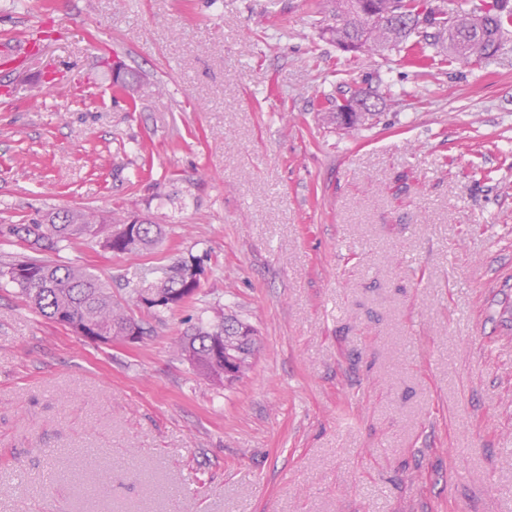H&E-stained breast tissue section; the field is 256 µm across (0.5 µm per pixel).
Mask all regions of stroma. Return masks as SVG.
Listing matches in <instances>:
<instances>
[{"label":"stroma","mask_w":512,"mask_h":512,"mask_svg":"<svg viewBox=\"0 0 512 512\" xmlns=\"http://www.w3.org/2000/svg\"><path fill=\"white\" fill-rule=\"evenodd\" d=\"M321 0H0L9 229L91 207L165 239L44 259L122 301L173 260L196 298L93 342L0 279V512H512V34L411 64L323 38ZM139 76L114 94L113 63ZM376 90L345 131L324 97ZM256 331L225 386L174 348L213 308ZM142 218H146V222L139 223L140 225L136 234L134 247L131 249H122L123 251H127L123 253H133L148 250L157 244L158 241L164 236L165 230L161 224H157V222L148 217Z\"/></svg>","instance_id":"1"}]
</instances>
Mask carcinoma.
<instances>
[{
	"instance_id": "carcinoma-1",
	"label": "carcinoma",
	"mask_w": 512,
	"mask_h": 512,
	"mask_svg": "<svg viewBox=\"0 0 512 512\" xmlns=\"http://www.w3.org/2000/svg\"><path fill=\"white\" fill-rule=\"evenodd\" d=\"M326 11L321 32L329 35L346 51L371 52L379 47L398 48L409 45L417 62L434 59L441 35L448 34V55L459 61L471 58L489 60L500 49L512 28V0H457L448 13L453 28L416 30L401 28L390 17L396 0H325ZM329 116L337 125L357 130L376 115L375 109L344 112L337 99H327ZM133 216L112 214L106 218L89 210L52 212L29 224H18L11 233L32 255L0 270V276L19 287L25 300L43 317L68 327L91 340L110 341L126 335L134 326L139 336L146 334L143 319L115 299L112 289L97 275L80 266L51 263L36 253L55 249L62 242L84 237L92 239L105 234V244L112 247V232L106 225L129 224ZM162 225L148 218L140 223L134 247L129 252L152 248L164 236ZM187 264L178 260L163 269V276L151 292L162 298V305L151 309L155 317L194 299L198 287L188 284ZM240 319L214 312L213 319L200 322L184 331L175 341L176 350L202 374L217 380L222 364L214 355L215 343L224 335H232Z\"/></svg>"
}]
</instances>
